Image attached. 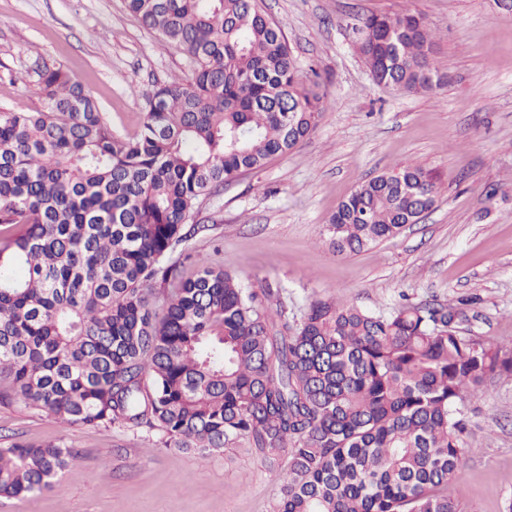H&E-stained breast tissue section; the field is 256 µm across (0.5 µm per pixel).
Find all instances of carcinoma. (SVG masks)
Segmentation results:
<instances>
[{
    "label": "carcinoma",
    "mask_w": 512,
    "mask_h": 512,
    "mask_svg": "<svg viewBox=\"0 0 512 512\" xmlns=\"http://www.w3.org/2000/svg\"><path fill=\"white\" fill-rule=\"evenodd\" d=\"M192 77L149 97L120 137L62 66L37 71L42 108L0 111V404L68 426L155 429L202 456L246 437L280 472L274 512H464L441 493L463 463L465 403L512 374V344L465 335L459 306L375 314L280 297L211 265L181 276L196 200L288 153L324 97L306 87L261 0H126ZM374 81L441 87L418 13L360 18ZM404 164L360 184L327 224L338 255L398 235L436 202ZM77 452L0 448V497L53 486Z\"/></svg>",
    "instance_id": "cac0c4a2"
}]
</instances>
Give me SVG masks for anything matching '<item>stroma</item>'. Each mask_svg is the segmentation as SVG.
I'll return each instance as SVG.
<instances>
[{"label":"stroma","mask_w":512,"mask_h":512,"mask_svg":"<svg viewBox=\"0 0 512 512\" xmlns=\"http://www.w3.org/2000/svg\"><path fill=\"white\" fill-rule=\"evenodd\" d=\"M286 34L306 85L326 103L313 133L288 154L200 198L191 223L194 276L206 259L288 298L289 316L337 298L373 313L404 302H462L459 328L512 342V10L500 0H263ZM420 13L444 85L400 93L376 84L354 27L373 12ZM63 66L114 134L140 128L148 95L190 77L182 50L161 43L125 0H0V109L40 108L42 64ZM430 170L440 188L419 223L352 255H336L326 226L360 183L399 164ZM467 453L446 493L466 512H512V375L467 402ZM75 448L53 488L0 499V512H273L277 472L239 439L201 456L165 447L160 433L67 427L22 405H0V448Z\"/></svg>","instance_id":"obj_1"}]
</instances>
